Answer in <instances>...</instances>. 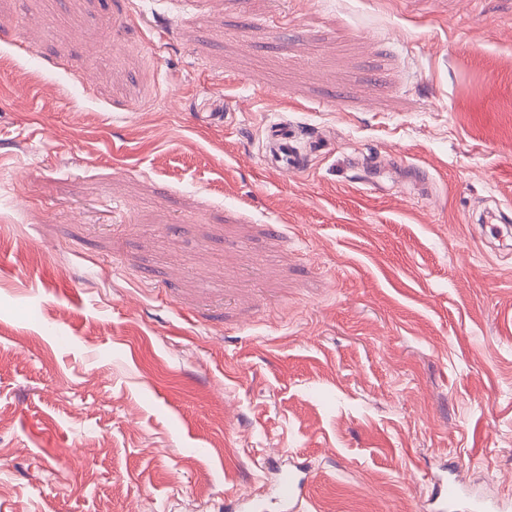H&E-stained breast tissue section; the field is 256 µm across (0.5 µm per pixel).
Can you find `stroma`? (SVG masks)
Returning a JSON list of instances; mask_svg holds the SVG:
<instances>
[{"label":"stroma","mask_w":512,"mask_h":512,"mask_svg":"<svg viewBox=\"0 0 512 512\" xmlns=\"http://www.w3.org/2000/svg\"><path fill=\"white\" fill-rule=\"evenodd\" d=\"M492 213L512 0H0V512H224L275 449L318 512L512 503ZM264 139L262 161L265 167L275 166L286 173L301 168L297 136L290 127L271 123L264 129ZM432 489L427 500V512L467 511L491 512L484 500H466L456 480L444 477L431 478Z\"/></svg>","instance_id":"1"}]
</instances>
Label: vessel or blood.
<instances>
[{
    "mask_svg": "<svg viewBox=\"0 0 512 512\" xmlns=\"http://www.w3.org/2000/svg\"><path fill=\"white\" fill-rule=\"evenodd\" d=\"M264 166L293 172L302 166L295 132L281 123L264 129ZM268 474L264 498L240 493L224 500V512H308L311 504V469L301 463L288 464L282 453H272L264 460ZM427 512H488L485 501L466 500L457 481L444 477L432 480Z\"/></svg>",
    "mask_w": 512,
    "mask_h": 512,
    "instance_id": "1",
    "label": "vessel or blood"
}]
</instances>
